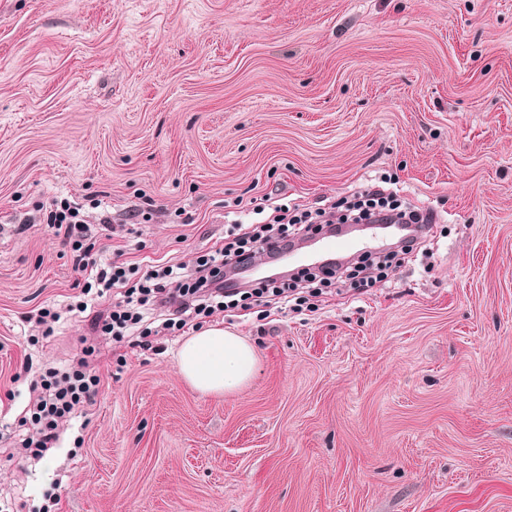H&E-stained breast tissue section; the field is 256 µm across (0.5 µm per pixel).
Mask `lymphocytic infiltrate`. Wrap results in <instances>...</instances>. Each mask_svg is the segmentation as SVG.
<instances>
[{"mask_svg":"<svg viewBox=\"0 0 512 512\" xmlns=\"http://www.w3.org/2000/svg\"><path fill=\"white\" fill-rule=\"evenodd\" d=\"M345 209V214L340 215L331 206L304 208L265 196L253 206L254 213L262 215V222L238 225L222 248L214 254L198 256L188 274L175 271L170 265L142 272L127 264L122 250L113 251L108 246L117 232L111 217L90 214L84 204L66 198L52 200L45 210L44 222L69 246L73 266L84 277L83 295L119 291L111 310L98 319L97 328L115 342L150 351L156 337L188 329L216 310H243L251 299L264 300L267 308L278 309L302 293L312 294L331 285L338 275L334 269L304 270L295 277L259 282L248 289L225 287L226 269L260 252L286 250L296 235L314 234L323 225L336 222L358 224L377 215L415 225V235L403 243L398 253L364 258L351 272L352 290L364 293L385 278L398 259L409 258L417 250L420 234L435 221L433 210L406 206L396 191L379 185L352 193ZM95 360L96 349L89 346L71 361L67 370L48 367L35 376L30 427L20 442L26 456L43 457L57 444L61 423L93 402L100 385L93 370Z\"/></svg>","mask_w":512,"mask_h":512,"instance_id":"1","label":"lymphocytic infiltrate"}]
</instances>
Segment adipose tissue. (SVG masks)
Segmentation results:
<instances>
[{"label":"adipose tissue","mask_w":512,"mask_h":512,"mask_svg":"<svg viewBox=\"0 0 512 512\" xmlns=\"http://www.w3.org/2000/svg\"><path fill=\"white\" fill-rule=\"evenodd\" d=\"M256 365L252 346L245 338L212 326L190 337L178 351L180 376L197 392L228 394L251 380Z\"/></svg>","instance_id":"ef3b65f1"}]
</instances>
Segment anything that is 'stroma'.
Wrapping results in <instances>:
<instances>
[{
    "mask_svg": "<svg viewBox=\"0 0 512 512\" xmlns=\"http://www.w3.org/2000/svg\"><path fill=\"white\" fill-rule=\"evenodd\" d=\"M382 175L441 210L426 253L309 311L214 312L257 352L236 393L191 389L180 338L22 321L82 280L39 203L150 195L126 260L186 264L225 204ZM86 343L94 404L40 461L0 442V512H512V0H0V426L24 360Z\"/></svg>",
    "mask_w": 512,
    "mask_h": 512,
    "instance_id": "1",
    "label": "stroma"
}]
</instances>
